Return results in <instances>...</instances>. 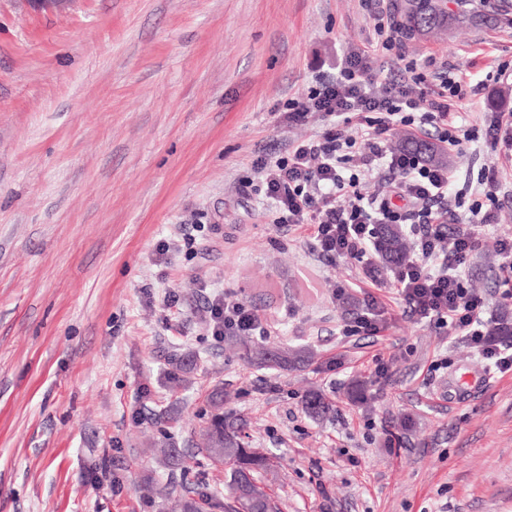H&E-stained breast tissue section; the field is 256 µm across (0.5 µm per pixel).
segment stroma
Here are the masks:
<instances>
[{
    "label": "stroma",
    "instance_id": "1",
    "mask_svg": "<svg viewBox=\"0 0 512 512\" xmlns=\"http://www.w3.org/2000/svg\"><path fill=\"white\" fill-rule=\"evenodd\" d=\"M371 37L363 0H0V512H167L181 472L151 452L162 429L190 479L222 488L196 449L218 381L277 458L283 512H512V372L489 373L386 288L385 329L346 335L369 293L361 263L321 256L309 227L237 192L259 152L322 132L315 116L283 125L284 103ZM409 54L466 73L476 131L512 112V74L486 79L512 64V18L410 39ZM448 159L461 181L501 173L465 285L486 320L512 319L497 255L512 160L482 140ZM185 237L195 252L158 254ZM218 292L267 318V344L312 346L314 364L248 367L212 333ZM188 353L197 369L173 386ZM355 378L368 404L347 397ZM311 388L335 404L329 421L304 414Z\"/></svg>",
    "mask_w": 512,
    "mask_h": 512
}]
</instances>
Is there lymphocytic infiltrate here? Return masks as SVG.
I'll return each mask as SVG.
<instances>
[{"mask_svg":"<svg viewBox=\"0 0 512 512\" xmlns=\"http://www.w3.org/2000/svg\"><path fill=\"white\" fill-rule=\"evenodd\" d=\"M376 44L348 52L336 72L316 76L299 98L288 101L281 120L290 125L320 116L318 137L294 142L286 155L268 152L252 167L257 182H245L243 195H263L273 205V223L307 224L319 253L361 262L365 280L395 289L411 313L463 337L491 369L512 371V338L489 340L484 298L466 288L463 267L474 250L475 226L492 225L500 190L497 170L484 169L474 200L455 190L452 170L426 164L406 152H391L387 137L398 126L436 135L448 148L475 141L473 129L456 122L453 103L468 98L461 77L434 56L407 54L408 35L388 0H365ZM387 58L400 74L389 78L377 67ZM386 182V192L363 195L362 180ZM468 206L469 229L449 231L456 207ZM408 224L413 255L381 278L376 263V227ZM209 312L217 336L265 333L262 318L244 302L214 296Z\"/></svg>","mask_w":512,"mask_h":512,"instance_id":"1","label":"lymphocytic infiltrate"}]
</instances>
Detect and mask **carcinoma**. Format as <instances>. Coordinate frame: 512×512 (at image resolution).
I'll list each match as a JSON object with an SVG mask.
<instances>
[{
    "instance_id": "cac0c4a2",
    "label": "carcinoma",
    "mask_w": 512,
    "mask_h": 512,
    "mask_svg": "<svg viewBox=\"0 0 512 512\" xmlns=\"http://www.w3.org/2000/svg\"><path fill=\"white\" fill-rule=\"evenodd\" d=\"M467 0H455L456 9L448 8V0H396V12L409 35L426 38L436 31H452L460 27L479 28L488 15L479 7H465ZM401 147L414 150L428 163L445 167L448 154L434 142H421L408 135ZM379 243L383 261L398 266L406 260L404 235L398 224H383L379 228ZM248 363L258 368L297 369L311 363L313 352L307 347L266 349L261 345L245 348ZM209 417L202 428L204 447L198 452L212 465L224 468V492L211 493L204 485L185 482L177 498L180 512H205V507L221 512H281L279 501L269 492L271 458L261 448L249 444L245 421L233 412L224 411V386L213 385L208 397ZM306 415L325 420L332 404L319 391H310L303 400ZM170 438L162 434L161 459L165 466L180 465L179 452L169 447Z\"/></svg>"
}]
</instances>
